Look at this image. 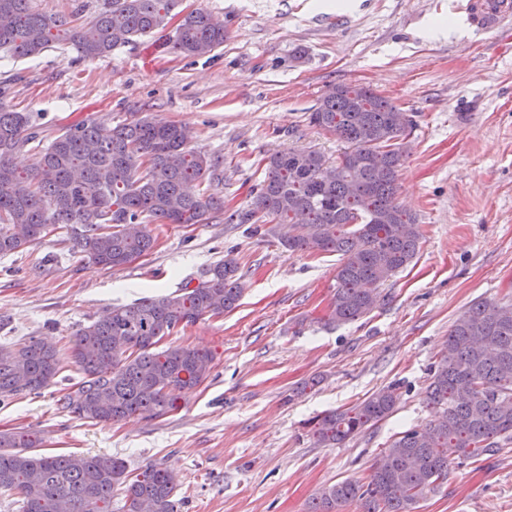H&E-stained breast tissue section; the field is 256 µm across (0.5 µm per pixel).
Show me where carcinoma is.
<instances>
[{
  "label": "carcinoma",
  "mask_w": 512,
  "mask_h": 512,
  "mask_svg": "<svg viewBox=\"0 0 512 512\" xmlns=\"http://www.w3.org/2000/svg\"><path fill=\"white\" fill-rule=\"evenodd\" d=\"M180 0H107L90 23L32 10L28 0H0V48L20 57L65 43L85 58L152 35L175 17ZM224 22L204 10L182 16L171 40L174 52L200 57L224 44ZM390 100L359 85L329 86L310 123L336 136L343 150L332 161L321 151L289 150L269 157L253 210L279 227L290 252L339 255L331 319L349 323L384 297L375 285L415 258L422 234L397 202L413 119ZM190 129L156 118L116 126L84 122L56 135L27 171L12 152L36 139L29 117L0 100V256L40 242L70 225L73 249L105 269L123 267L149 253L155 239L128 224H204L224 203L189 191L213 163L189 147ZM244 284L225 259L194 288L117 305L75 334L72 358L84 377L61 399L62 409L97 424L129 415L155 419L176 408L178 393L212 373L213 356L167 342L202 317L234 309ZM61 369L56 346L37 338L24 347L0 346V403L39 394ZM25 382H20L19 375ZM397 388L382 389L344 410L310 422L325 446L339 445L388 417ZM433 418L406 430L372 465L369 481L344 480L313 499L311 512H335L359 501L363 512H411L448 478V449L459 457L493 455L512 441V305L470 304L452 323L445 352L426 395ZM36 431L0 433V489L19 494L21 512H112V494L124 493L125 512H180L176 483L151 464L128 474L108 455L40 452Z\"/></svg>",
  "instance_id": "carcinoma-1"
}]
</instances>
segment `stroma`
<instances>
[{
    "mask_svg": "<svg viewBox=\"0 0 512 512\" xmlns=\"http://www.w3.org/2000/svg\"><path fill=\"white\" fill-rule=\"evenodd\" d=\"M467 0H183L223 19L222 47L185 57L174 27L95 59L54 45L35 57L0 52V89L48 143L83 122L143 116L188 126L215 159L204 186L224 202L206 224H154L151 252L106 270L74 253L65 230L0 257V345L41 338L62 369L39 395L0 405V432L39 431L49 454H108L136 472L173 474L181 512H309L324 488L367 482L398 433L425 427L430 370L473 301L512 303V24L477 32ZM447 28L435 30L437 19ZM365 86L413 116L398 203L416 217L420 250L380 285L385 300L356 321L328 322L339 257L291 253L252 201L269 156L335 137L309 115L334 84ZM233 258L238 306L173 335L211 352L210 378L177 410L102 425L63 411L82 374L74 334L104 310L197 285ZM397 385L393 413L333 448L309 422ZM413 512H512V443L456 460Z\"/></svg>",
    "mask_w": 512,
    "mask_h": 512,
    "instance_id": "1",
    "label": "stroma"
}]
</instances>
